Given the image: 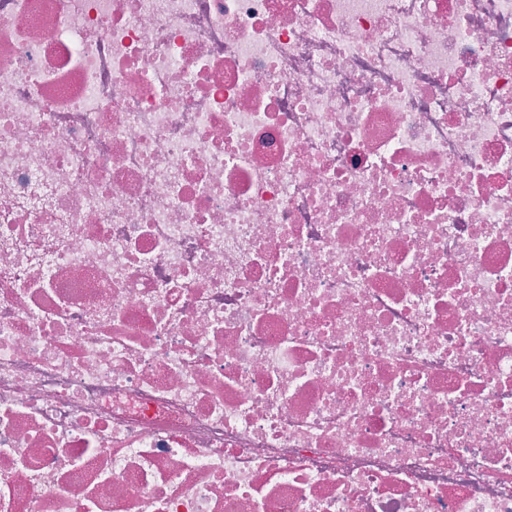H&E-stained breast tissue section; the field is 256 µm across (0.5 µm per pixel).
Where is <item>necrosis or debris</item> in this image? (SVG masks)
Returning <instances> with one entry per match:
<instances>
[{
  "label": "necrosis or debris",
  "mask_w": 512,
  "mask_h": 512,
  "mask_svg": "<svg viewBox=\"0 0 512 512\" xmlns=\"http://www.w3.org/2000/svg\"><path fill=\"white\" fill-rule=\"evenodd\" d=\"M0 512H512V0H0Z\"/></svg>",
  "instance_id": "necrosis-or-debris-1"
}]
</instances>
